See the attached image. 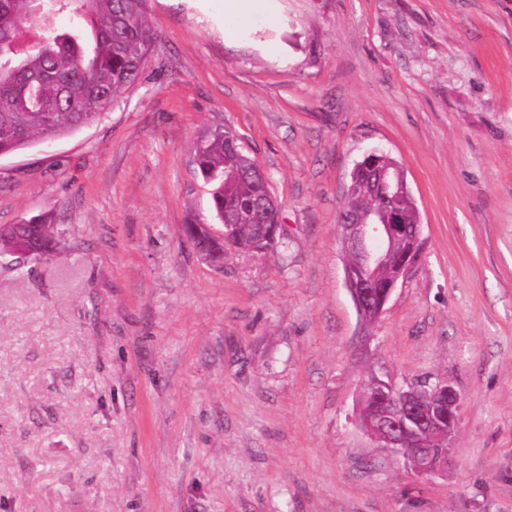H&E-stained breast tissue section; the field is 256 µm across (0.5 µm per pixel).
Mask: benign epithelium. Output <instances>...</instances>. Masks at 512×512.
<instances>
[{"label":"benign epithelium","mask_w":512,"mask_h":512,"mask_svg":"<svg viewBox=\"0 0 512 512\" xmlns=\"http://www.w3.org/2000/svg\"><path fill=\"white\" fill-rule=\"evenodd\" d=\"M376 205L350 214L340 225L345 252L355 255V268H346L345 284L359 319L367 313L382 315L398 284L414 271L423 245V225L408 223L401 211L391 207L405 186L398 174L377 170L368 182ZM410 240L414 249L399 263L390 255L397 242ZM384 394L397 405V413L383 411L376 397ZM448 401V413L441 405ZM459 394L438 384L422 401L415 391L396 389L381 380H371L360 401L357 424L374 441L401 456L419 477L448 474L453 464L452 448L457 427Z\"/></svg>","instance_id":"7a95c632"}]
</instances>
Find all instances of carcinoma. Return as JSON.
Returning a JSON list of instances; mask_svg holds the SVG:
<instances>
[{
    "label": "carcinoma",
    "instance_id": "1",
    "mask_svg": "<svg viewBox=\"0 0 512 512\" xmlns=\"http://www.w3.org/2000/svg\"><path fill=\"white\" fill-rule=\"evenodd\" d=\"M147 0H45V14H34V0H0V154L38 141L61 138L94 123L117 96L136 83L151 51L153 32ZM68 12L84 29L50 28L42 45L13 58L4 45L20 37V27L49 24L47 16ZM197 166L211 184L212 206L227 246L201 234L197 245L211 256L230 250H264L262 232L275 215L261 201L262 187L250 174L255 160L245 154L234 131L224 129L196 146ZM366 170H353L341 213L370 206L362 192ZM58 225L45 219L0 229V259L19 267L51 252L61 241Z\"/></svg>",
    "mask_w": 512,
    "mask_h": 512
}]
</instances>
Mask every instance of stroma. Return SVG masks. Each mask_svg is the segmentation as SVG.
I'll list each match as a JSON object with an SVG mask.
<instances>
[{
  "label": "stroma",
  "instance_id": "stroma-1",
  "mask_svg": "<svg viewBox=\"0 0 512 512\" xmlns=\"http://www.w3.org/2000/svg\"><path fill=\"white\" fill-rule=\"evenodd\" d=\"M148 0L137 82L100 120L0 157V226L64 228L0 263V512H512V0ZM237 133L287 252L204 259L195 160ZM395 159L423 249L368 331L339 215ZM460 394L420 478L355 423L364 383ZM269 0H225L224 39L243 38L257 24L273 25L277 16L266 4ZM365 181L366 170L362 167L355 168L348 185V192L345 194L342 202L341 215L349 214L351 211L356 212L370 206L371 199L362 192V186Z\"/></svg>",
  "mask_w": 512,
  "mask_h": 512
}]
</instances>
